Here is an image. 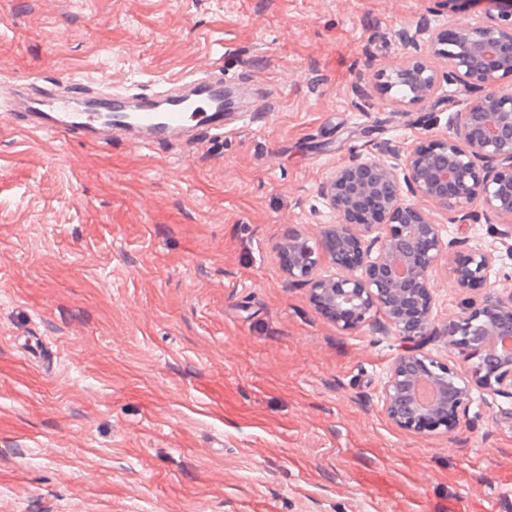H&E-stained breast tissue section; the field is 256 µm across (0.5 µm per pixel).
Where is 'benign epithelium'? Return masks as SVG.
<instances>
[{
  "mask_svg": "<svg viewBox=\"0 0 512 512\" xmlns=\"http://www.w3.org/2000/svg\"><path fill=\"white\" fill-rule=\"evenodd\" d=\"M486 22L440 35L423 20L393 33L399 60L379 69L380 87L396 105L431 98L440 86L430 58L448 60L445 81L477 91L431 144L407 148L399 164L359 156L331 171L321 194L335 214L316 238L291 231L278 243L288 282L309 289L315 310L350 333L377 323L408 343L382 381L387 417L415 434L453 433L473 391L512 397V291L490 288L481 303L439 323L433 314V272L455 264L456 287L490 283L498 246H512V0H468ZM448 212L451 224H494L495 240L460 250L420 205ZM327 263L332 273L321 275ZM447 338L459 363L426 346ZM431 382L436 399L421 404L416 389Z\"/></svg>",
  "mask_w": 512,
  "mask_h": 512,
  "instance_id": "7a95c632",
  "label": "benign epithelium"
}]
</instances>
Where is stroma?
Returning a JSON list of instances; mask_svg holds the SVG:
<instances>
[{"instance_id":"stroma-1","label":"stroma","mask_w":512,"mask_h":512,"mask_svg":"<svg viewBox=\"0 0 512 512\" xmlns=\"http://www.w3.org/2000/svg\"><path fill=\"white\" fill-rule=\"evenodd\" d=\"M461 0H0V78L153 86L211 64L250 122L190 154L0 120V512H512V398L450 435L384 414L402 343L339 333L275 249L335 217L334 168L448 130L399 106L393 31ZM448 263L439 320L480 303Z\"/></svg>"}]
</instances>
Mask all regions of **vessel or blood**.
Masks as SVG:
<instances>
[{
    "mask_svg": "<svg viewBox=\"0 0 512 512\" xmlns=\"http://www.w3.org/2000/svg\"><path fill=\"white\" fill-rule=\"evenodd\" d=\"M11 111L22 113L31 133L78 136L89 145L121 141L135 148L165 143L196 145L206 136L224 133V71L206 67L159 81L153 90L130 93L100 78L34 82L4 80Z\"/></svg>",
    "mask_w": 512,
    "mask_h": 512,
    "instance_id": "1",
    "label": "vessel or blood"
}]
</instances>
